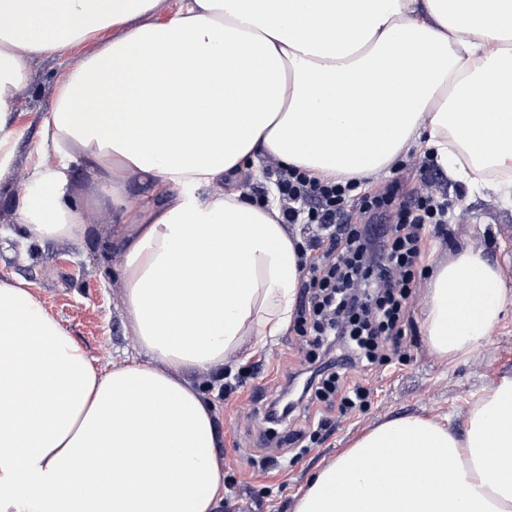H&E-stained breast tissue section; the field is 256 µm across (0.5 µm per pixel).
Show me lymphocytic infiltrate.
I'll return each mask as SVG.
<instances>
[{
    "label": "lymphocytic infiltrate",
    "instance_id": "1",
    "mask_svg": "<svg viewBox=\"0 0 512 512\" xmlns=\"http://www.w3.org/2000/svg\"><path fill=\"white\" fill-rule=\"evenodd\" d=\"M430 168L426 159L416 168L401 166L375 192L355 180L335 183L296 168L278 170L284 223L316 228L297 327L316 352L286 367L276 391L263 400L264 423L287 430L275 448L303 438L315 405L342 417L364 409L370 391L363 377L406 357L402 338L422 242L428 227L453 219L443 189L423 179L417 190H404L409 174Z\"/></svg>",
    "mask_w": 512,
    "mask_h": 512
}]
</instances>
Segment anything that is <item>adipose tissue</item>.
Returning a JSON list of instances; mask_svg holds the SVG:
<instances>
[{
  "instance_id": "1",
  "label": "adipose tissue",
  "mask_w": 512,
  "mask_h": 512,
  "mask_svg": "<svg viewBox=\"0 0 512 512\" xmlns=\"http://www.w3.org/2000/svg\"><path fill=\"white\" fill-rule=\"evenodd\" d=\"M90 40L41 118L14 218L27 243L83 236L79 167L87 204L131 220L121 313L145 359L101 373L0 281V512H217V410L186 373L287 329L303 248L276 192L251 203L225 177L270 157L364 181L421 141L452 180L512 194V0H0V181L31 63ZM134 181L156 202L134 209ZM511 309L500 267L464 247L426 284L424 334L463 358ZM294 512H512V374L464 432L418 415L365 430Z\"/></svg>"
}]
</instances>
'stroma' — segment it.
<instances>
[{
    "mask_svg": "<svg viewBox=\"0 0 512 512\" xmlns=\"http://www.w3.org/2000/svg\"><path fill=\"white\" fill-rule=\"evenodd\" d=\"M88 50L84 44L62 59L35 60L16 98V157L11 175L0 185V229L6 232L0 239V279L33 290L93 363L107 372L114 363L138 352L120 311L123 285L115 273L120 256L109 248L123 232V224L110 212L93 210L84 216L87 231L80 241L24 245L16 238L19 226L14 221L15 200L27 191V172L40 159L39 119L51 111L58 86ZM446 189L465 221L445 225L442 232L425 238L424 258L416 272L418 284H425L433 260L474 246L502 268L512 287V205L488 190L472 195L451 183ZM423 302L419 294L410 305L408 357L370 377L372 396L366 411L343 419L325 436L306 440L304 450H293L281 459L265 448L251 399L274 389L285 360L305 356L295 328L258 348L245 362L190 373V380L217 407L218 453L224 459L226 487L218 512H293L294 498L309 476L382 419L444 416L451 427L463 430L474 395L500 375L512 373V311L493 329L488 346L448 362L428 346L422 327ZM235 380L241 381V388L225 393V383Z\"/></svg>",
    "mask_w": 512,
    "mask_h": 512,
    "instance_id": "stroma-1",
    "label": "stroma"
}]
</instances>
